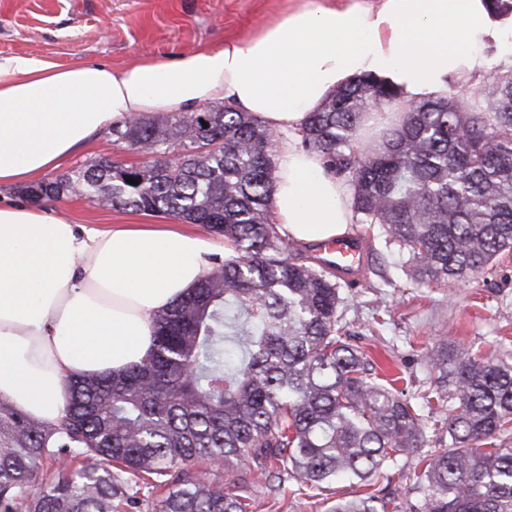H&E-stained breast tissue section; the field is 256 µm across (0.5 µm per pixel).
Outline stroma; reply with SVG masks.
I'll list each match as a JSON object with an SVG mask.
<instances>
[{"label":"stroma","instance_id":"stroma-1","mask_svg":"<svg viewBox=\"0 0 512 512\" xmlns=\"http://www.w3.org/2000/svg\"><path fill=\"white\" fill-rule=\"evenodd\" d=\"M296 0H0V57L26 55L62 65L102 63L133 65L146 57L172 61L189 52L244 36L264 22L284 15ZM121 164L141 162L111 128L102 129L60 166L68 172L90 159ZM50 214H64L86 226L151 221L170 223L167 215L101 207L71 197L44 200ZM366 264L358 287H344L347 317L357 342L386 367L405 378H424L427 350L441 340L479 351L489 358L512 352V252L488 268L448 288L406 281L387 259L375 229L353 224ZM252 512H327L340 498L355 495L346 484L308 495L296 481L279 493L260 485H242Z\"/></svg>","mask_w":512,"mask_h":512}]
</instances>
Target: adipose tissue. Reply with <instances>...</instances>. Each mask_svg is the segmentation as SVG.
Returning a JSON list of instances; mask_svg holds the SVG:
<instances>
[{
	"instance_id": "ef3b65f1",
	"label": "adipose tissue",
	"mask_w": 512,
	"mask_h": 512,
	"mask_svg": "<svg viewBox=\"0 0 512 512\" xmlns=\"http://www.w3.org/2000/svg\"><path fill=\"white\" fill-rule=\"evenodd\" d=\"M492 46L512 54V15L492 16L486 0H299L251 34L174 62L115 69L0 57V186L37 182L107 125L227 103L277 136L270 220L279 233L329 239L353 223V194L303 149L307 113L360 74L396 86L408 104L447 94ZM214 251L165 224L99 229L0 203V399L58 421L68 377L140 364L156 315L211 269Z\"/></svg>"
}]
</instances>
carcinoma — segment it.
I'll return each mask as SVG.
<instances>
[{"label": "carcinoma", "instance_id": "obj_1", "mask_svg": "<svg viewBox=\"0 0 512 512\" xmlns=\"http://www.w3.org/2000/svg\"><path fill=\"white\" fill-rule=\"evenodd\" d=\"M400 104L396 87L356 76L309 113L301 145L352 187L355 223L408 255L416 282L464 281L512 250V70L489 69L467 100H420L356 152L364 117ZM112 136L145 160L86 161L22 193L204 224L235 255L157 315L141 364L70 377L60 421L0 400V512H249L235 488L266 479L276 492L274 478L369 488L331 512H512V362L443 340L414 392L380 378L352 343L334 272L270 222L271 130L212 105L143 114ZM430 415L440 449L428 453ZM409 455L406 497L370 490ZM195 459L224 480L184 469Z\"/></svg>", "mask_w": 512, "mask_h": 512}]
</instances>
